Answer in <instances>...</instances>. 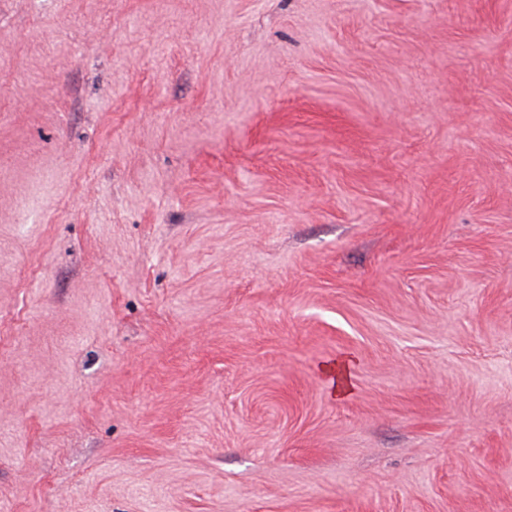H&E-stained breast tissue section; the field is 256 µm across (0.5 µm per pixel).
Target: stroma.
Instances as JSON below:
<instances>
[{"instance_id":"stroma-1","label":"stroma","mask_w":512,"mask_h":512,"mask_svg":"<svg viewBox=\"0 0 512 512\" xmlns=\"http://www.w3.org/2000/svg\"><path fill=\"white\" fill-rule=\"evenodd\" d=\"M0 512H512V0H0Z\"/></svg>"}]
</instances>
